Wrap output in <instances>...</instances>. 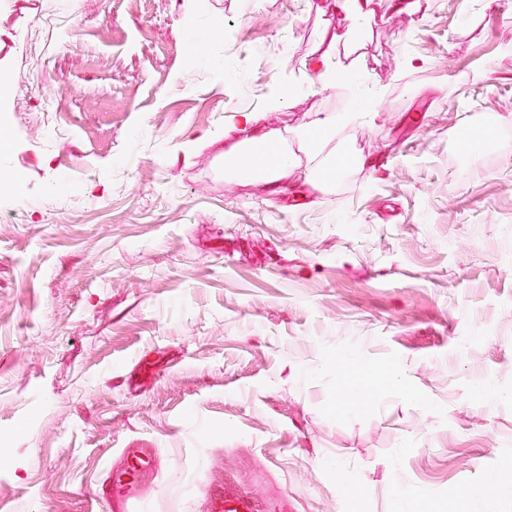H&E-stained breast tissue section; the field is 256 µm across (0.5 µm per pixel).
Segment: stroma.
<instances>
[{
  "label": "stroma",
  "mask_w": 512,
  "mask_h": 512,
  "mask_svg": "<svg viewBox=\"0 0 512 512\" xmlns=\"http://www.w3.org/2000/svg\"><path fill=\"white\" fill-rule=\"evenodd\" d=\"M389 2L0 0V512H104L142 445L148 512L236 472L296 512L398 481L512 512V6ZM245 112L287 197L224 170ZM339 151L368 164L308 182Z\"/></svg>",
  "instance_id": "stroma-1"
}]
</instances>
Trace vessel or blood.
I'll list each match as a JSON object with an SVG mask.
<instances>
[{"instance_id": "vessel-or-blood-1", "label": "vessel or blood", "mask_w": 512, "mask_h": 512, "mask_svg": "<svg viewBox=\"0 0 512 512\" xmlns=\"http://www.w3.org/2000/svg\"><path fill=\"white\" fill-rule=\"evenodd\" d=\"M161 454L157 448H127L124 464L106 479L103 495L112 512H145L148 492L146 481L154 471ZM207 512H295L284 494L257 497L247 487L234 484L223 493L209 495Z\"/></svg>"}]
</instances>
